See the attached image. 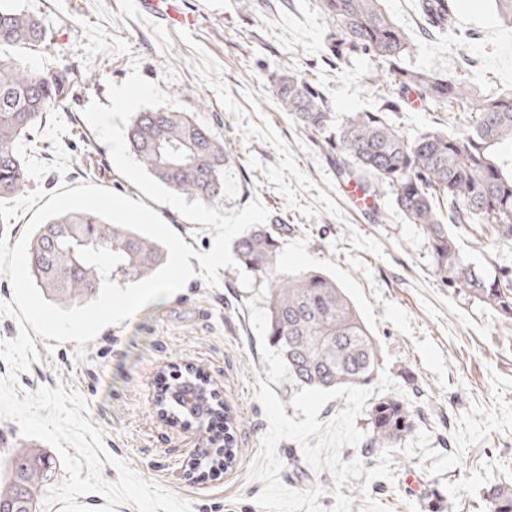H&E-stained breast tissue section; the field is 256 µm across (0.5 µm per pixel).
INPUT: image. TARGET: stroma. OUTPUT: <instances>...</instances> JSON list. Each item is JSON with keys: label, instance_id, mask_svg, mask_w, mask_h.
<instances>
[{"label": "stroma", "instance_id": "35a3bbf8", "mask_svg": "<svg viewBox=\"0 0 512 512\" xmlns=\"http://www.w3.org/2000/svg\"><path fill=\"white\" fill-rule=\"evenodd\" d=\"M13 3L51 30L45 45L24 52L28 67L72 64L82 78L23 143L30 181L19 196L0 200V236L16 244L63 185L92 183L146 200L83 116L91 101L108 105L109 83L138 71L223 139L230 162L221 212L261 201L283 264L320 269L345 289L381 348L383 369L418 413L392 454V479L352 478L336 487L329 471L305 462L297 442L284 440L277 447L282 485L320 488L324 512L338 491L352 498L351 512H366L370 500L388 512H485L490 485L512 482V330L494 309L441 284L426 237L394 208L391 194L358 206L326 152L273 100L272 73L282 62L321 91L335 122L376 111L388 91L375 79L376 63L336 59L315 0H257L249 10L240 0H182L198 19L187 33L146 17L137 0ZM383 7L416 48L412 66L467 74L479 95L512 90V26L498 19L493 0H469L448 33L426 30L415 0H383ZM454 233L473 264L512 268V243L483 239L475 224ZM219 275L215 289L192 277L103 328L84 349L36 338V359L20 373L17 394L60 385L80 393L105 454L188 502L191 512H261L255 498L263 484L250 473L269 423L255 394L264 381L286 401L288 381L266 340L261 296L242 286L236 270ZM188 364L232 411V468L191 473L200 430L156 413L159 378Z\"/></svg>", "mask_w": 512, "mask_h": 512}]
</instances>
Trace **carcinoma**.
Returning <instances> with one entry per match:
<instances>
[{
  "mask_svg": "<svg viewBox=\"0 0 512 512\" xmlns=\"http://www.w3.org/2000/svg\"><path fill=\"white\" fill-rule=\"evenodd\" d=\"M415 4L429 29L441 33L454 26L455 0ZM317 6L332 28L328 39L336 57H367L384 67L386 82L395 86L382 97L378 111L352 115L334 138L324 140L339 173L355 181L366 198L391 192L396 210L428 239L440 282L494 309L512 329V269L500 268L491 276L474 266L452 232L478 224L494 240L512 241V166L500 159L502 148L512 149V91L475 100L468 77L407 65L412 41L381 0H317ZM47 38L40 16L0 0V198L24 191L29 170L21 144L78 81L71 67L35 72L16 54ZM409 94L429 112L448 113L451 122L469 104L475 121L451 134L429 129L408 136L390 123L387 113L400 111ZM274 98L279 110L311 135L321 136L330 127L332 113L323 94L286 66L274 85ZM126 144L166 189L207 204L224 199V141L193 113L173 107L136 112ZM84 246H104L121 255L109 280L122 288L150 277L166 262L156 240L95 214L52 218L30 238L28 267L36 286L65 309L94 300L101 290L100 273L78 256L77 248ZM233 250L262 289L267 340L284 365L288 392L359 387L377 378L381 349L336 281L317 270H288L279 240L267 227L238 238ZM186 377L208 390L191 370L164 385L155 407L161 415L182 416L202 428L206 419L179 391ZM415 423L413 410L399 397H381L369 410L365 448H396ZM207 444L210 463L217 466L234 450V437L211 435ZM55 469V459L41 448L13 449L0 462V512H37L36 492ZM485 507L512 512V484L491 485Z\"/></svg>",
  "mask_w": 512,
  "mask_h": 512,
  "instance_id": "1",
  "label": "carcinoma"
}]
</instances>
